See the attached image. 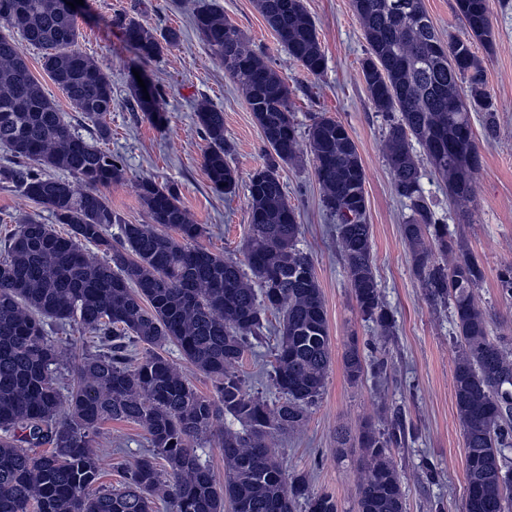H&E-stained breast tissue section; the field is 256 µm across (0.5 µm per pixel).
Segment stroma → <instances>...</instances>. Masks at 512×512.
I'll return each mask as SVG.
<instances>
[{
    "label": "stroma",
    "instance_id": "stroma-1",
    "mask_svg": "<svg viewBox=\"0 0 512 512\" xmlns=\"http://www.w3.org/2000/svg\"><path fill=\"white\" fill-rule=\"evenodd\" d=\"M215 3L225 18L245 36L249 47L270 64L291 90V112L300 151L282 165L281 180L288 202L298 215L300 249L311 254L322 291L334 362L318 402L305 427L280 435L275 448L288 470L306 474L312 491L332 494L339 512H357L358 449L336 454L339 429L356 432L361 420L380 412H401L413 429L405 444L393 449L402 476L408 512H462L465 487L463 435L457 417L452 375L457 349L447 307H431L415 275L401 226L409 215L394 191L385 161L387 120L376 112L366 91L361 62L368 45L351 0H303L315 21L326 69L320 76L306 73L288 55L255 6V0H85L78 13L79 47L112 76V110L105 118L111 129L100 142L125 170L121 181L104 193L113 210L126 222L146 224L150 216L142 205L136 180L148 175L174 187L192 223L204 225L199 243L204 248L242 258L249 233L247 184L267 159V147L241 90L218 63L193 23L195 11ZM493 47L474 44L482 59L486 89L495 108V124L486 128L484 115L472 113L471 122L483 156L475 176L470 212L456 209L448 185L430 165H423L420 186L436 221L463 238L481 263L485 278L478 289L480 304L489 311L492 337L512 346V299L502 296L497 275L512 266V0H488ZM133 17L151 28L171 27L179 42L153 61L143 62L125 45L116 16ZM32 75L63 112L75 134L95 141L93 124L76 112L42 65L41 50L24 46ZM145 74L160 93L159 108L168 122L157 127L137 106L131 90L134 73ZM209 103L224 112V137L230 146L229 164L239 174L235 194L214 191L207 178L203 152L206 143L196 123L199 106ZM319 116L334 118L355 141L366 173L367 220L372 230L373 270L384 305L395 328L381 337L366 322L353 297L350 278L336 238V220L322 203L307 132ZM35 215L53 223L45 208L20 196L0 182V239L18 218ZM278 315L267 317L266 339L248 353L238 368L250 392L267 399L268 371ZM372 359L388 361L386 375L350 384L339 359L350 338ZM106 429L112 439V467L100 482L120 487L124 472L149 443L144 430L133 423L112 421ZM434 479H427L425 468Z\"/></svg>",
    "mask_w": 512,
    "mask_h": 512
}]
</instances>
